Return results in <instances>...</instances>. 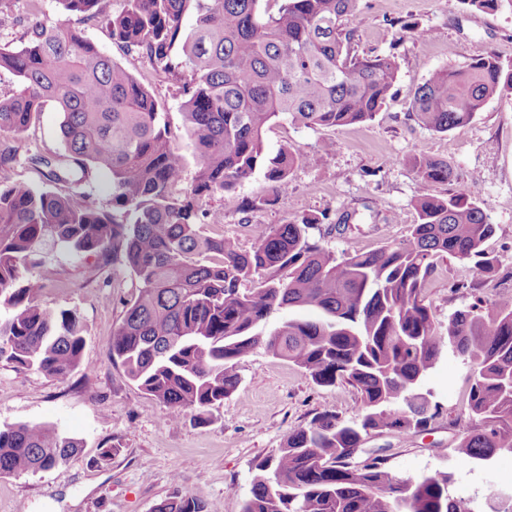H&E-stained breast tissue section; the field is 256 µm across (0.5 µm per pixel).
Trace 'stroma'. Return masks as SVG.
<instances>
[{
	"label": "stroma",
	"mask_w": 512,
	"mask_h": 512,
	"mask_svg": "<svg viewBox=\"0 0 512 512\" xmlns=\"http://www.w3.org/2000/svg\"><path fill=\"white\" fill-rule=\"evenodd\" d=\"M35 7L50 19L63 12L60 0H40ZM35 7L30 0H10L0 11L1 46L26 41ZM398 20L409 25L405 35L394 27ZM351 25L357 30V53L397 54L398 79L386 105L372 121L335 130L273 125L265 135L268 151L289 144L300 154L287 193L272 196L263 173H255L234 191L207 201V210L222 222L206 230L235 238L247 249L263 225L303 215L332 216L371 203L379 211L375 223L343 232L323 223L311 233L338 254L374 251L406 239L417 219L414 202L420 194L448 192L444 185L425 187L411 157L423 152L448 160L457 185L480 186L482 207L496 226L486 247L500 264L493 277L485 278L456 259H437L425 302L444 326L474 296L491 304L512 295V96L493 97L473 121L446 133L410 119L407 102L436 69L467 65L491 50L512 61V12H475L461 0H359ZM81 29L153 91L173 143L188 158L185 175L193 177L196 162L179 82L155 77L137 53L113 43L103 25L85 21ZM62 120L54 105H46L23 136L25 148L60 151ZM329 138L337 143L330 158L323 153ZM44 259L37 299L81 315L86 324L82 365L57 380L0 362V427L50 424L76 439L80 448L61 469L0 475V512H153L176 488L200 494L205 512H242L255 463L281 448L292 429L324 410L346 418L360 410L353 388L319 386L288 361L258 350L239 361L237 389L210 408L204 421L191 412L168 419L166 408L139 390L109 357L112 329L136 294L137 281L124 267L103 265L92 254H64L51 247ZM467 373L461 358L442 355L422 386L430 401L441 406V416L425 432L386 433L370 445L385 449L392 473L419 477L449 470L455 496L478 500L487 485L512 488V456L477 467L454 453L458 430L452 422L467 406ZM110 445L117 446V453L97 464L100 448Z\"/></svg>",
	"instance_id": "1"
}]
</instances>
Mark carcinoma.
Returning a JSON list of instances; mask_svg holds the SVG:
<instances>
[{
  "mask_svg": "<svg viewBox=\"0 0 512 512\" xmlns=\"http://www.w3.org/2000/svg\"><path fill=\"white\" fill-rule=\"evenodd\" d=\"M53 21L32 16L27 42L0 46V70L15 89L0 95V360L64 379L82 363L85 324L77 312L39 302L23 272L43 265V246L121 260L137 294L112 331L110 358L172 419L204 415L239 384L235 365L257 349L287 360L320 386L354 388L360 412L332 410L291 430L278 452L255 464L243 512H512V490L490 487L482 509L452 495L454 475L401 477L366 448L384 431L420 433L441 414L421 387L444 351L469 368L467 424L454 451L477 465L512 455V296L490 310L477 298L435 321L425 303L434 259L448 256L490 278L499 260L485 244L496 227L471 183L417 200L408 237L372 252L325 248L302 217L263 227L248 249L205 226L218 223L205 199L263 171L273 195L288 191L300 160L288 144L268 153L264 132L290 121L336 129L373 120L392 95L396 56L359 54L350 21L358 0H61ZM479 12L512 0H461ZM195 5V27L182 21ZM98 20L123 49L180 81L197 166L170 138L153 93L88 41L78 24ZM512 90V61L493 52L462 68L434 71L413 92L408 113L446 133L470 123ZM53 102L63 114V150L25 161L55 185L37 191L10 177L21 136ZM426 185L454 182L448 161L419 154ZM106 177L112 209L83 190ZM297 308L269 332L275 310ZM79 443L47 424L0 427V475L60 468ZM153 512H204L198 494L177 491Z\"/></svg>",
  "mask_w": 512,
  "mask_h": 512,
  "instance_id": "cac0c4a2",
  "label": "carcinoma"
}]
</instances>
